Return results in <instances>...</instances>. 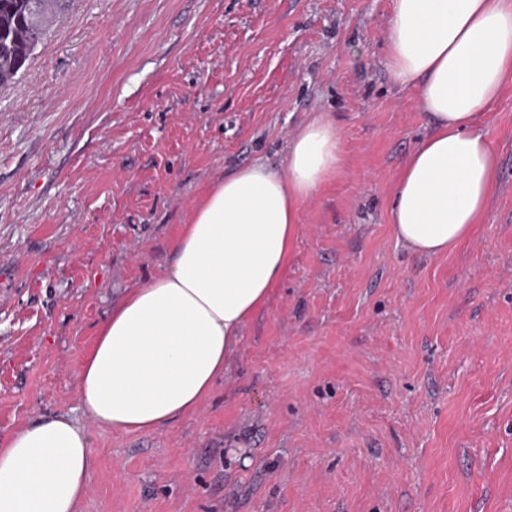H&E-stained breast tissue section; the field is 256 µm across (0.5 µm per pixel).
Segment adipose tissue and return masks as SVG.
Here are the masks:
<instances>
[{
    "instance_id": "obj_1",
    "label": "adipose tissue",
    "mask_w": 512,
    "mask_h": 512,
    "mask_svg": "<svg viewBox=\"0 0 512 512\" xmlns=\"http://www.w3.org/2000/svg\"><path fill=\"white\" fill-rule=\"evenodd\" d=\"M387 55L432 124L402 165L390 228L411 253L443 255L473 234L495 191L480 122L512 82V0H393ZM342 166L335 126L316 118L291 140L287 174L255 162L207 190L172 264L98 326L76 376L87 422L59 413L0 442V512H79L92 429L155 432L197 408L283 275L302 202Z\"/></svg>"
}]
</instances>
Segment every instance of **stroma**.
Wrapping results in <instances>:
<instances>
[{"mask_svg":"<svg viewBox=\"0 0 512 512\" xmlns=\"http://www.w3.org/2000/svg\"><path fill=\"white\" fill-rule=\"evenodd\" d=\"M392 0H70L0 89V441L82 416L98 324L212 184L322 115L344 165L199 407L96 432L81 512H512V84L498 187L448 254L389 214L431 130L387 66Z\"/></svg>","mask_w":512,"mask_h":512,"instance_id":"obj_1","label":"stroma"}]
</instances>
